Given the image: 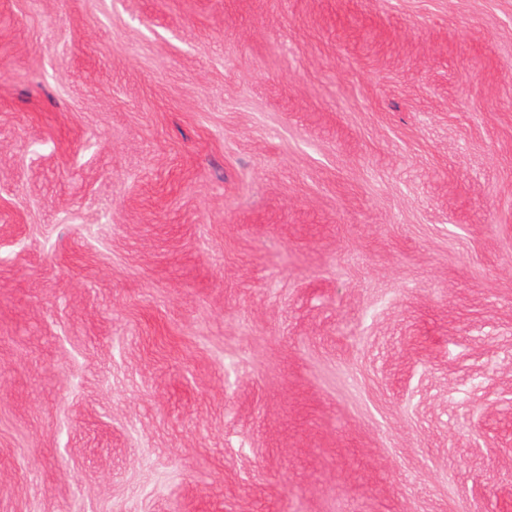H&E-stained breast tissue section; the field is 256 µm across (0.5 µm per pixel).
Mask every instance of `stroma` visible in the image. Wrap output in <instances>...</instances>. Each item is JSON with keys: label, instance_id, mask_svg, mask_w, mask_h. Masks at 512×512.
<instances>
[{"label": "stroma", "instance_id": "35a3bbf8", "mask_svg": "<svg viewBox=\"0 0 512 512\" xmlns=\"http://www.w3.org/2000/svg\"><path fill=\"white\" fill-rule=\"evenodd\" d=\"M0 512H512V0H0Z\"/></svg>", "mask_w": 512, "mask_h": 512}]
</instances>
